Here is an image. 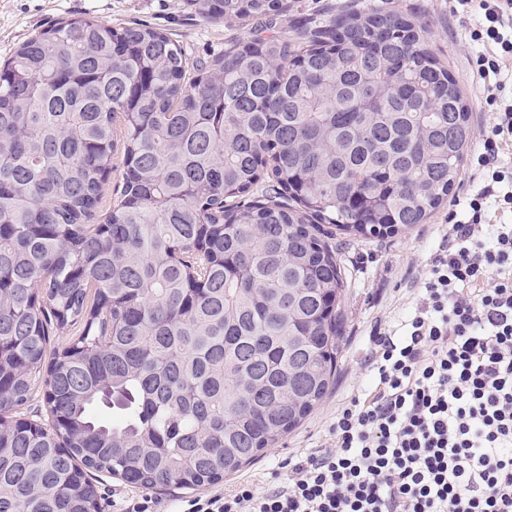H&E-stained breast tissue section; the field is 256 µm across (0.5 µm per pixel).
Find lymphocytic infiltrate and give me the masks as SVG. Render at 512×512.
<instances>
[{"label":"lymphocytic infiltrate","instance_id":"1","mask_svg":"<svg viewBox=\"0 0 512 512\" xmlns=\"http://www.w3.org/2000/svg\"><path fill=\"white\" fill-rule=\"evenodd\" d=\"M472 14L471 78L494 112L463 214L399 328L370 338V385L337 413L334 443L179 512H512V0H454Z\"/></svg>","mask_w":512,"mask_h":512}]
</instances>
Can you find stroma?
Instances as JSON below:
<instances>
[{"label":"stroma","instance_id":"stroma-1","mask_svg":"<svg viewBox=\"0 0 512 512\" xmlns=\"http://www.w3.org/2000/svg\"><path fill=\"white\" fill-rule=\"evenodd\" d=\"M398 6L425 27L429 48L459 80L471 105L473 143L481 145L492 114L470 82L469 61L475 49L464 36L468 19L452 12L449 0H398ZM69 17L90 18L112 27L143 22L164 29L183 45L193 63L222 53L225 41L243 28L235 19H201L189 11L186 0H0V60H6L35 31ZM448 211V206H441L425 223L384 237L362 240L337 235L349 288L336 383L299 428L276 447L265 449L248 467L217 482V489L246 481L265 484L278 461L329 445V426L337 412L369 384L365 360L371 330L379 324L398 325L407 308L416 303L430 250L448 222Z\"/></svg>","mask_w":512,"mask_h":512}]
</instances>
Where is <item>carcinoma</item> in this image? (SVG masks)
Masks as SVG:
<instances>
[{
	"instance_id": "obj_1",
	"label": "carcinoma",
	"mask_w": 512,
	"mask_h": 512,
	"mask_svg": "<svg viewBox=\"0 0 512 512\" xmlns=\"http://www.w3.org/2000/svg\"><path fill=\"white\" fill-rule=\"evenodd\" d=\"M187 2L251 28L192 68L159 29L71 18L0 66V512H99L87 469L197 489L276 447L336 382V231L423 223L471 146L395 0L271 37L284 0ZM51 324L82 332L47 363ZM39 390L52 428L16 415ZM122 155H123L122 142H118L116 140V150H115V155H114V158H115L114 162L116 164H118L119 167L116 170H112V174H111L107 184L105 185V189H104V193H103L102 200L100 203V207L98 209V211H99L98 219H100V215L105 214L106 212L110 211V209L112 208L113 198L115 197L113 190L115 189V186L118 185L119 182L121 181V176H122V164H120Z\"/></svg>"
}]
</instances>
